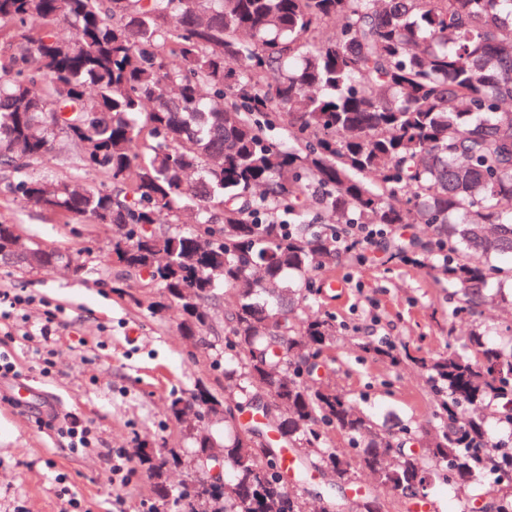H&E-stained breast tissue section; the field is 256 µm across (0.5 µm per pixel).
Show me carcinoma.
<instances>
[{
  "label": "carcinoma",
  "instance_id": "obj_1",
  "mask_svg": "<svg viewBox=\"0 0 512 512\" xmlns=\"http://www.w3.org/2000/svg\"><path fill=\"white\" fill-rule=\"evenodd\" d=\"M59 138L105 181L40 176ZM0 169L35 207L112 225L117 277L161 290L151 313L176 307L205 347L224 337V392L168 403L177 420L195 407L194 480L169 484L177 451L136 449L168 512H304L290 480L316 467L331 477L322 512H345L336 494L360 470L407 506L431 475L459 490L491 476L486 512H512V414L493 409L512 394V327L491 342L474 326L421 362L446 391L434 432H395L308 380L336 336L310 314V277L356 247L355 224L427 225L414 256L448 254L455 314L512 304V0H0ZM0 263L83 269L10 224ZM263 395L274 428L241 421ZM215 448L233 472L222 484Z\"/></svg>",
  "mask_w": 512,
  "mask_h": 512
}]
</instances>
